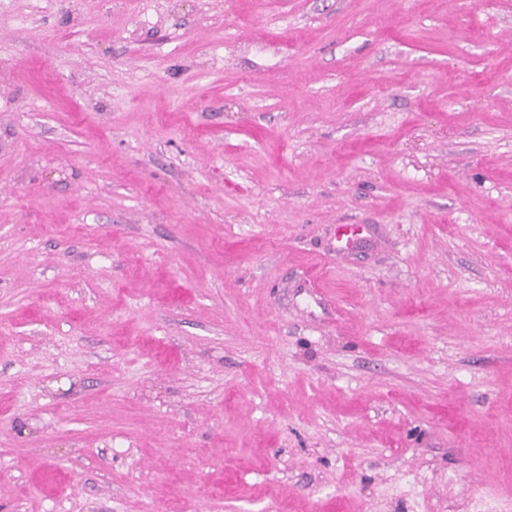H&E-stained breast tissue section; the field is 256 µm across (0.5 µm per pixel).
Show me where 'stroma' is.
<instances>
[{
	"instance_id": "obj_1",
	"label": "stroma",
	"mask_w": 512,
	"mask_h": 512,
	"mask_svg": "<svg viewBox=\"0 0 512 512\" xmlns=\"http://www.w3.org/2000/svg\"><path fill=\"white\" fill-rule=\"evenodd\" d=\"M0 512H512V0H0Z\"/></svg>"
}]
</instances>
